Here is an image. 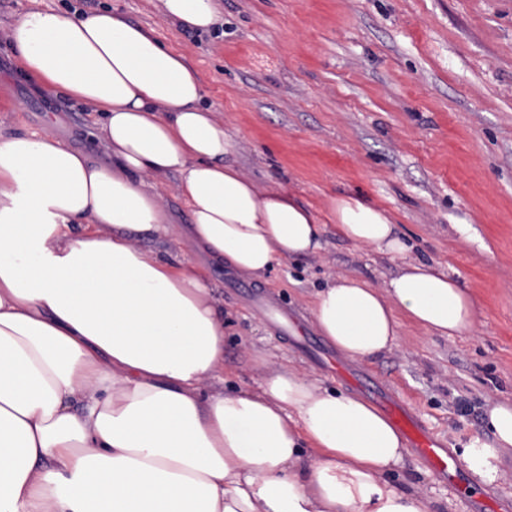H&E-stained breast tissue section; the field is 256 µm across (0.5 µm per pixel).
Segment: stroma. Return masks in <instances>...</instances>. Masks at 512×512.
<instances>
[{
    "label": "stroma",
    "mask_w": 512,
    "mask_h": 512,
    "mask_svg": "<svg viewBox=\"0 0 512 512\" xmlns=\"http://www.w3.org/2000/svg\"><path fill=\"white\" fill-rule=\"evenodd\" d=\"M67 2L0 0V127L47 128L96 154L98 113L18 76L7 38L29 10L64 14ZM214 2L219 22L201 33L166 20L160 0H100L183 55L236 143V165L261 188L288 191L320 214L336 191L363 195L393 217L409 258L438 263L470 292L475 317L465 331L433 336L405 321L391 351L348 366L363 380L354 394L371 385L399 400L450 452L489 439L486 408L512 402V0ZM325 241L253 285L316 336L323 364L225 287L224 268L183 246L228 312L226 390L257 388V355L345 389L327 366L336 348L316 335L313 296L339 275L382 283L397 263L331 231ZM496 466L494 483L467 470L454 484L410 452L391 481L429 512H471L473 491L512 505V454Z\"/></svg>",
    "instance_id": "1"
}]
</instances>
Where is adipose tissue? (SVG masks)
Segmentation results:
<instances>
[{
  "mask_svg": "<svg viewBox=\"0 0 512 512\" xmlns=\"http://www.w3.org/2000/svg\"><path fill=\"white\" fill-rule=\"evenodd\" d=\"M206 31L213 0H160ZM27 78L104 118L95 161L53 132H0V512H429L388 480L399 429L355 394L283 366L224 390V306L170 240L162 180L176 175L180 237L255 280L324 247L327 231L396 259L382 284L340 275L312 301L320 334L353 359L388 352L401 320L451 336L472 296L411 262L387 213L342 190L325 217L263 189L204 87L153 30L100 11L32 10L9 32ZM492 441L461 459L484 482L512 450V404L489 406Z\"/></svg>",
  "mask_w": 512,
  "mask_h": 512,
  "instance_id": "ef3b65f1",
  "label": "adipose tissue"
}]
</instances>
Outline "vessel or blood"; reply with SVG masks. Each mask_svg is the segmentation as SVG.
I'll return each instance as SVG.
<instances>
[{
  "label": "vessel or blood",
  "instance_id": "1",
  "mask_svg": "<svg viewBox=\"0 0 512 512\" xmlns=\"http://www.w3.org/2000/svg\"><path fill=\"white\" fill-rule=\"evenodd\" d=\"M252 303L260 315L271 320L282 331L295 329V322L289 318L287 310L277 301L256 292L252 295ZM385 408L406 437L410 449L426 463L433 476L451 482L460 477L461 469L458 460L448 452L438 437L397 402H386Z\"/></svg>",
  "mask_w": 512,
  "mask_h": 512
}]
</instances>
